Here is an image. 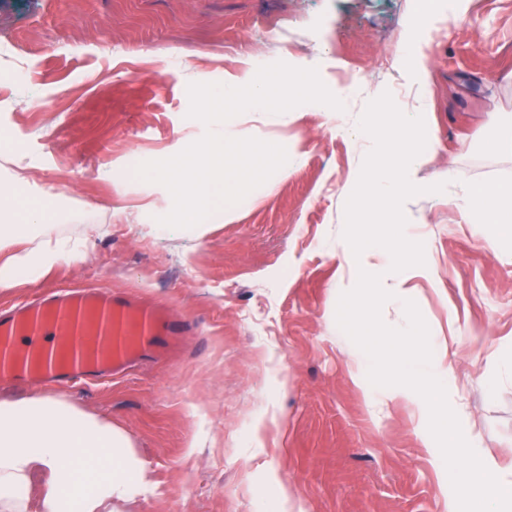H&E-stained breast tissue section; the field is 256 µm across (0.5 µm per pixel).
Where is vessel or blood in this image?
<instances>
[{
  "instance_id": "1",
  "label": "vessel or blood",
  "mask_w": 512,
  "mask_h": 512,
  "mask_svg": "<svg viewBox=\"0 0 512 512\" xmlns=\"http://www.w3.org/2000/svg\"><path fill=\"white\" fill-rule=\"evenodd\" d=\"M186 322L109 288L49 289L0 309V380L93 386L171 354Z\"/></svg>"
}]
</instances>
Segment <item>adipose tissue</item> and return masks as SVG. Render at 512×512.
Instances as JSON below:
<instances>
[{
	"label": "adipose tissue",
	"mask_w": 512,
	"mask_h": 512,
	"mask_svg": "<svg viewBox=\"0 0 512 512\" xmlns=\"http://www.w3.org/2000/svg\"><path fill=\"white\" fill-rule=\"evenodd\" d=\"M24 223L0 226V288L38 282L81 259L87 241L54 233L19 196ZM153 484L130 436L53 395L0 397V512H124Z\"/></svg>",
	"instance_id": "adipose-tissue-1"
}]
</instances>
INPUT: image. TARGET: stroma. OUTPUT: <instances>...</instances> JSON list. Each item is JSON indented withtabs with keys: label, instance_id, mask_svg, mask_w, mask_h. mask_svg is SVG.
I'll return each instance as SVG.
<instances>
[{
	"label": "stroma",
	"instance_id": "1",
	"mask_svg": "<svg viewBox=\"0 0 512 512\" xmlns=\"http://www.w3.org/2000/svg\"><path fill=\"white\" fill-rule=\"evenodd\" d=\"M415 0H0V194L57 191L53 226L93 243L38 285L0 290V308L57 286L134 290L196 319L166 362L62 398L125 430L155 495L136 512H448L455 497L419 400L356 381L363 353L340 330L357 280L342 237L352 144L322 113L238 128L304 155L256 188L229 224L156 235L173 206L137 159L172 157L206 132L189 83H220L250 39L268 62L317 68L331 91L391 86ZM437 151L427 185L512 176V0H467L424 26ZM180 64L169 68L171 58ZM26 78L12 80L15 71ZM426 264L413 301L453 358L448 398L468 441L512 462V252L429 198L409 202ZM287 488L280 502L278 488Z\"/></svg>",
	"mask_w": 512,
	"mask_h": 512
}]
</instances>
